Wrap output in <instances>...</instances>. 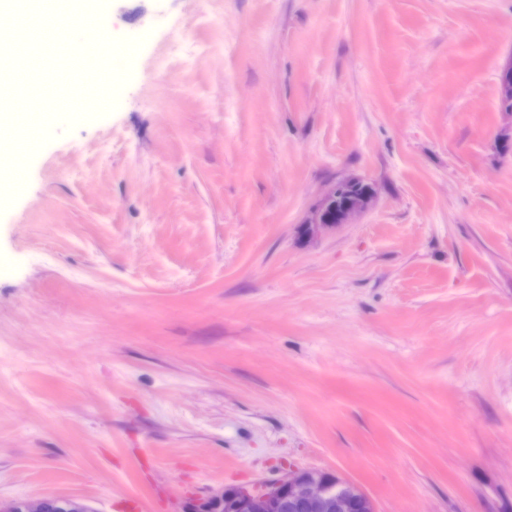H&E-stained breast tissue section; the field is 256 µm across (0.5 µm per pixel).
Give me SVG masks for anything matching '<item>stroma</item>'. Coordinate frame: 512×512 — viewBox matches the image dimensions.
Segmentation results:
<instances>
[{"instance_id":"stroma-1","label":"stroma","mask_w":512,"mask_h":512,"mask_svg":"<svg viewBox=\"0 0 512 512\" xmlns=\"http://www.w3.org/2000/svg\"><path fill=\"white\" fill-rule=\"evenodd\" d=\"M101 19L111 109L0 207V501L316 470L376 512H512V0ZM345 178L371 203L305 234ZM361 181L358 180H343L337 183V185H334L331 187L321 198L319 203L317 204L315 211H314V218L312 223L306 225V231L313 235L315 233H318L323 230L335 228L336 224H325L326 223V210L328 204L332 201L335 193L336 188L339 186H350L357 183H360Z\"/></svg>"}]
</instances>
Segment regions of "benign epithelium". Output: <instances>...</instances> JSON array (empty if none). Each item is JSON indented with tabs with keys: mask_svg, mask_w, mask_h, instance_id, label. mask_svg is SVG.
I'll use <instances>...</instances> for the list:
<instances>
[{
	"mask_svg": "<svg viewBox=\"0 0 512 512\" xmlns=\"http://www.w3.org/2000/svg\"><path fill=\"white\" fill-rule=\"evenodd\" d=\"M336 193L331 187L314 211L306 231L313 235L333 228L326 223V210ZM57 500L65 512H92L79 501L59 497H33L10 503L0 502V512H47L49 503ZM362 512H375L370 497L355 484L333 474L320 471H293L259 486H233L191 503L185 512H350L352 505Z\"/></svg>",
	"mask_w": 512,
	"mask_h": 512,
	"instance_id": "1",
	"label": "benign epithelium"
}]
</instances>
